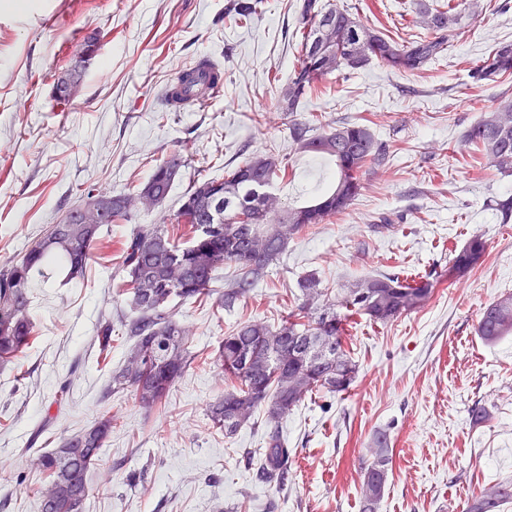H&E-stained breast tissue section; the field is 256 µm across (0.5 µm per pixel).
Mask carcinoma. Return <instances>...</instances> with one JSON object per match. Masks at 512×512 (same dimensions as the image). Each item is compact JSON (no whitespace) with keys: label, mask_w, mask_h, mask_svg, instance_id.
<instances>
[{"label":"carcinoma","mask_w":512,"mask_h":512,"mask_svg":"<svg viewBox=\"0 0 512 512\" xmlns=\"http://www.w3.org/2000/svg\"><path fill=\"white\" fill-rule=\"evenodd\" d=\"M262 0H230L225 15L249 20ZM478 0H414L417 21L434 36L404 45L383 31L363 23L348 7L328 0H301L303 23L300 52L284 99L288 131L294 151L334 165L328 185L300 205L282 202L274 192L278 179L287 176L284 159L274 153L255 154L243 163L224 168L222 178L196 180L181 198L174 223L190 225L189 243L181 247L165 224H136L127 236L116 273L127 288L133 318L119 319L135 338L119 370L112 374L107 393L132 389L139 404L153 410L191 364L188 330L176 318L171 303L210 294L215 272L225 264L238 274L221 295L226 308L246 295L287 251L291 239L303 231L344 213L361 190L363 170L387 163L386 146L370 126L360 122H329L318 130L293 118L301 99L322 77L333 72L358 70L377 61L396 72H416L445 56ZM476 84L512 74V42H501L484 57L470 63ZM483 166L512 175V98L497 106L464 134ZM184 150L172 152L156 165L149 179L125 192L112 193L109 224L130 223L137 211L126 202L143 192L164 201L181 168ZM70 224H53L21 260L0 270V367L21 354L35 338L30 315V287L35 275L57 262L65 278L84 277L104 225L92 229L71 215ZM487 241L480 235L450 253L448 278L462 275L485 255ZM301 303L280 324L271 327L253 320L239 325L221 341L213 362L232 387L208 407L212 426L235 434L257 412L264 415V448L259 478L288 481L291 451L283 436V423L306 397L324 390L349 389L358 366L347 351L344 335L350 320L365 316L385 325L424 305L433 291L427 276L399 272L380 273L356 280L334 294L308 275L298 282ZM112 317L97 331L101 352L111 347ZM477 333L487 344L512 336V294L483 308ZM113 417L59 440L57 447L39 454L35 467L45 475L37 488L41 512H81L89 493L87 476L96 468L102 448L112 432ZM372 462L362 480V512H377L383 497L392 448L386 433L373 438ZM512 504V480L490 485L467 512H504Z\"/></svg>","instance_id":"obj_1"}]
</instances>
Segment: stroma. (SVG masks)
Instances as JSON below:
<instances>
[{"instance_id":"35a3bbf8","label":"stroma","mask_w":512,"mask_h":512,"mask_svg":"<svg viewBox=\"0 0 512 512\" xmlns=\"http://www.w3.org/2000/svg\"><path fill=\"white\" fill-rule=\"evenodd\" d=\"M365 24L398 41L431 36L412 0H346ZM227 0H0V269L20 260L51 225L79 206L86 187L121 192L145 182L172 152L188 164L141 224L175 214L189 186L220 177L250 155L280 154L295 172L277 182L285 203L312 196L330 165L296 153L282 110L301 29L300 0H263L247 24L225 16ZM99 50L78 96L56 106L51 90L89 34ZM512 42V0H482L446 56L415 73L373 62L326 75L295 114L305 121L367 120L391 160L366 168L346 211L290 241L277 265L233 308L217 292L236 275L215 273L213 296L177 301L195 360L161 408L140 407L129 390L107 394L112 370L133 344L96 342L103 317H131L113 274L129 225H111L83 279L50 271L31 288L37 336L0 368V512H39L33 456L105 415L118 416L90 472L83 512H361L362 474L374 435L393 450L379 512H465L484 487L512 479V336L485 344L483 307L512 293V223L496 200L512 176L480 167L464 131L512 76L473 85L468 60ZM206 59L224 86L204 110L165 111L166 85ZM475 235L488 249L464 276L445 281L452 248ZM404 270L435 279L420 308L379 326L359 318L346 338L359 375L343 394L315 393L283 425L291 473L278 487L257 477L262 425L227 436L208 405L226 384L212 362L225 334L261 320L278 325L298 304V281L313 275L339 289L356 277ZM65 402H58L61 385ZM487 419L473 423L471 411Z\"/></svg>"}]
</instances>
